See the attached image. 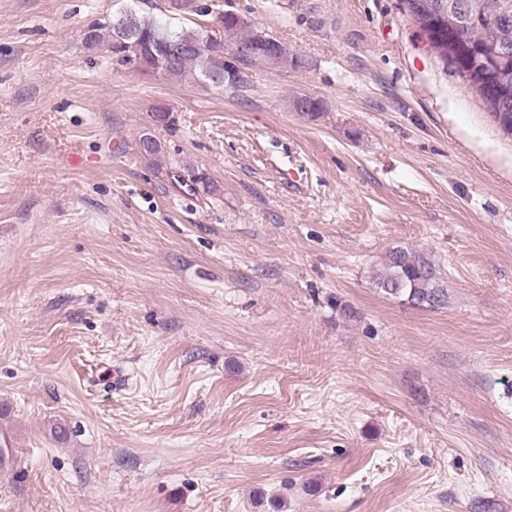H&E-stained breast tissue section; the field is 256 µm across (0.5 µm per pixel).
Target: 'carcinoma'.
Returning a JSON list of instances; mask_svg holds the SVG:
<instances>
[{"label": "carcinoma", "instance_id": "obj_1", "mask_svg": "<svg viewBox=\"0 0 512 512\" xmlns=\"http://www.w3.org/2000/svg\"><path fill=\"white\" fill-rule=\"evenodd\" d=\"M410 17L426 37L430 49L453 67L455 74L471 89L485 73L494 77L496 88L481 89L477 95L488 106L500 126L512 133V0H405ZM137 37L125 38L118 30L106 35L92 27L89 45L108 41L112 53L123 61L140 57L142 64L175 77L208 81L222 86L238 78L224 61V53L210 49L224 42L185 29L170 21L160 24L134 14ZM190 47L175 65L166 61L168 41ZM250 46L249 59L282 60L286 49L265 33L250 31L234 42ZM374 288L388 298L414 307L438 309L448 299L441 268L424 250L396 246L389 249L381 267L372 277Z\"/></svg>", "mask_w": 512, "mask_h": 512}]
</instances>
